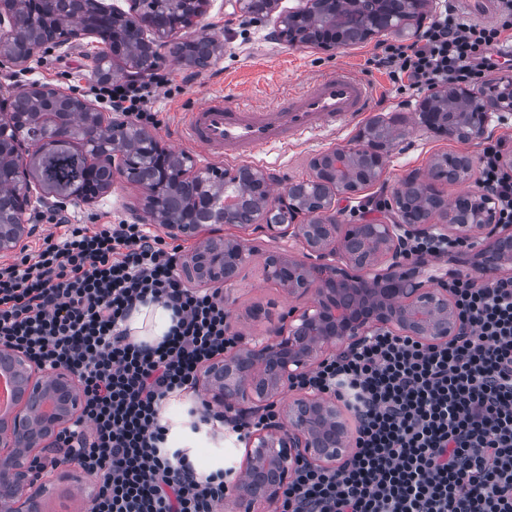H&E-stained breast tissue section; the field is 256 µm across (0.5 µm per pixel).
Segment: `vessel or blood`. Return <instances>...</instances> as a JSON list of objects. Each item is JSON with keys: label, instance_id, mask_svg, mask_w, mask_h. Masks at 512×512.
I'll list each match as a JSON object with an SVG mask.
<instances>
[{"label": "vessel or blood", "instance_id": "b4317fda", "mask_svg": "<svg viewBox=\"0 0 512 512\" xmlns=\"http://www.w3.org/2000/svg\"><path fill=\"white\" fill-rule=\"evenodd\" d=\"M373 100L372 86L341 64L262 104L247 97L230 104L213 94L186 109L180 141L214 159L247 160L259 149L285 146L358 117Z\"/></svg>", "mask_w": 512, "mask_h": 512}]
</instances>
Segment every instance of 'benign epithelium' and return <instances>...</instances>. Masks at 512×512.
I'll list each match as a JSON object with an SVG mask.
<instances>
[{
    "mask_svg": "<svg viewBox=\"0 0 512 512\" xmlns=\"http://www.w3.org/2000/svg\"><path fill=\"white\" fill-rule=\"evenodd\" d=\"M236 12L254 19L271 14L277 0H234ZM425 0H375L369 16L374 32H396L403 26L418 34L424 27ZM360 0H305L304 6L276 19L272 37L291 44L323 50L349 45L329 33L308 38L296 23L309 13L330 15L336 9L356 10ZM182 30L175 22L166 32L154 34L150 50L159 54L168 38ZM496 109L512 111V79L488 86ZM483 91L450 85L429 93L418 106L420 127L461 142L486 136L489 110L480 102ZM454 96L475 104L465 114L466 131L459 136L435 112L436 101ZM396 140L375 135L367 123L349 146L333 147L312 159L308 179L291 183L268 199L259 228L273 240L295 239L303 252L291 255L271 251L265 260L267 279L289 296H310L311 306L290 310L272 337L224 352L201 372L199 385L206 407L232 417L276 398L297 376L315 368L328 351L352 346L377 330L415 336L424 343H446L457 335L459 319L448 297V279L466 267L477 276L487 271L512 272V224L497 223L495 199L475 191L450 207L446 224H432L430 217L414 218L406 209L405 190L393 192L383 204L385 216L370 224H338L332 211L336 202L349 200L379 182L386 158ZM474 161L468 154L437 159L429 182L414 172L406 183L421 186L434 199L441 197L437 182L471 177ZM18 205L27 212L31 204L29 174L14 173ZM171 238L196 241L185 257L181 273L197 286L228 288L238 281L255 252L244 239L214 236L209 224H164ZM29 224L0 225V254L20 248L30 235ZM432 235L471 244L469 251L450 255L458 268L441 277L432 269L443 256L420 254L403 258L408 235ZM341 257L342 264L336 263ZM16 384L10 417H0V512H42L37 493L30 492L44 466L43 452L59 445L60 436L79 417L81 399L75 374L62 366L47 367L31 361L20 350L0 346V371ZM352 436L336 400L307 393L284 407L277 420L249 439L243 466L236 478L232 512H263L278 501L298 463L336 467L350 451Z\"/></svg>",
    "mask_w": 512,
    "mask_h": 512,
    "instance_id": "benign-epithelium-1",
    "label": "benign epithelium"
}]
</instances>
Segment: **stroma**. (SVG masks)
<instances>
[{
	"mask_svg": "<svg viewBox=\"0 0 512 512\" xmlns=\"http://www.w3.org/2000/svg\"><path fill=\"white\" fill-rule=\"evenodd\" d=\"M272 22H252L243 16H230L224 0H209L206 13L196 27L176 35V42L207 35L214 41V51L207 66L197 67L177 60L162 49L157 68L170 72L175 87L171 93L160 94L154 104L159 124L151 130L161 144L175 152L188 155L195 172H203L213 161L203 151L181 144L177 139L182 111L188 103L200 101L211 94L227 97L243 94L254 102L262 103L270 97L299 87L303 82L321 75L336 65L351 66L358 74L376 85L380 94L371 111L348 121L332 132L317 133L302 141L278 150H264L250 161L251 169L273 176V190H281L288 183L310 176L312 158L332 147L351 143L357 132L371 118H387L401 114L405 119L404 134L387 158L380 183L368 187L354 199L340 202L336 221L340 224L368 223L381 218L383 212L377 204L390 197L394 189L411 174L428 171L435 157L465 152L479 156L484 143H462L441 137L415 123L420 103L419 96L395 92L387 75L371 69L367 60L375 46L393 41V34L383 32L346 49L325 51L311 46H292L285 41L271 39ZM102 47L97 35H82L69 43L44 45L27 62L15 64L0 58V102L10 101L15 91L5 88L10 75L20 77L21 86L33 83L45 85L81 100H88L87 81L93 71V57ZM144 194L140 185L117 174L111 188L97 195L92 202L67 200L68 209L74 210L83 223L100 224L125 219L144 223ZM223 236L249 239L260 249L245 268L242 276L229 290L227 308L236 319L234 330L243 337H269L270 322L245 321L241 315L255 305L270 306L273 315L295 308L306 307L309 297H290L273 282L264 271V252L280 249L302 252L303 245L295 240L270 241L256 228L241 229L222 225ZM196 402L195 396L184 394L168 400L164 414L169 425L168 440L171 447L186 449L190 459L203 471L210 472L228 466H240L244 443L234 433L215 437L191 433L188 428V410ZM48 492L42 498L44 512H88V491L96 486L94 478L87 476L76 464L63 463L47 468L43 475Z\"/></svg>",
	"mask_w": 512,
	"mask_h": 512,
	"instance_id": "1",
	"label": "stroma"
}]
</instances>
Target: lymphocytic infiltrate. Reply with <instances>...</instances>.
Wrapping results in <instances>:
<instances>
[{
  "instance_id": "1",
  "label": "lymphocytic infiltrate",
  "mask_w": 512,
  "mask_h": 512,
  "mask_svg": "<svg viewBox=\"0 0 512 512\" xmlns=\"http://www.w3.org/2000/svg\"><path fill=\"white\" fill-rule=\"evenodd\" d=\"M493 23L458 21L444 7L410 44L382 43L369 59L398 90L470 82L512 47V0ZM170 73L91 81L116 116L156 125L153 104ZM502 141L478 158V188L512 224V175ZM35 223L61 227L37 251L0 264V345L72 370L83 412L64 461L99 485L90 512H219L229 469L201 473L168 445L161 410L196 393L199 372L234 347L224 298L187 288L182 247L125 220L89 226L46 207ZM462 328L445 344L381 333L324 359L293 388L346 398L353 447L338 467L300 465L274 512H512V278L449 282ZM160 302L173 324L154 346L129 340L138 305Z\"/></svg>"
}]
</instances>
